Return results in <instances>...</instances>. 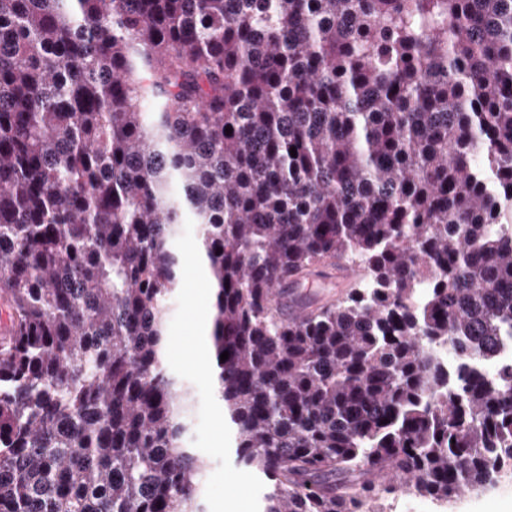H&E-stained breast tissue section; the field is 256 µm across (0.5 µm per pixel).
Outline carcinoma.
<instances>
[{
  "mask_svg": "<svg viewBox=\"0 0 512 512\" xmlns=\"http://www.w3.org/2000/svg\"><path fill=\"white\" fill-rule=\"evenodd\" d=\"M187 225L260 512L512 466V366L432 353L512 330V0H0V512H204ZM329 260L372 287L285 315Z\"/></svg>",
  "mask_w": 512,
  "mask_h": 512,
  "instance_id": "carcinoma-1",
  "label": "carcinoma"
}]
</instances>
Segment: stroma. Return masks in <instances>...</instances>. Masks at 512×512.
Returning <instances> with one entry per match:
<instances>
[{
    "label": "stroma",
    "mask_w": 512,
    "mask_h": 512,
    "mask_svg": "<svg viewBox=\"0 0 512 512\" xmlns=\"http://www.w3.org/2000/svg\"><path fill=\"white\" fill-rule=\"evenodd\" d=\"M210 284L195 264L185 265L182 287L170 310L167 360L170 367L190 382L198 404L191 444L205 463L202 499L207 512H257L262 492L256 474L235 464L228 454L230 435L216 404L209 373L193 361L196 327L200 316L209 312ZM390 494L373 503L374 512H512V474L503 473L497 483L479 493H464L448 509L420 496H412L410 510L399 506Z\"/></svg>",
    "instance_id": "35a3bbf8"
}]
</instances>
